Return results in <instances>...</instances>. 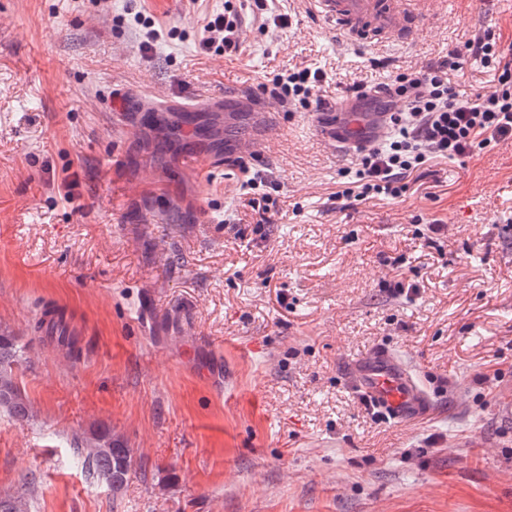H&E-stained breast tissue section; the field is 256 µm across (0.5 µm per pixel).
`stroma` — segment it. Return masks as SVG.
<instances>
[{
    "label": "stroma",
    "instance_id": "35a3bbf8",
    "mask_svg": "<svg viewBox=\"0 0 512 512\" xmlns=\"http://www.w3.org/2000/svg\"><path fill=\"white\" fill-rule=\"evenodd\" d=\"M225 5L0 0V331L25 348L31 409H0V495L31 512H512V140L345 208L353 155L258 89L317 66L333 101L479 31L510 42L512 0H425L411 36L369 42L336 39L313 0H268L242 9L231 57L201 48ZM138 11L161 33L148 53ZM224 95L274 114L252 161L275 201L266 228L226 151L252 138L248 117L205 113L222 139L195 167L179 113L171 149L144 145L147 101ZM399 280L408 295H391ZM47 306L79 357L32 332ZM380 347L432 412L389 421L354 392L349 364ZM100 425L132 450L118 493L76 449Z\"/></svg>",
    "mask_w": 512,
    "mask_h": 512
}]
</instances>
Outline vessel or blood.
<instances>
[{"mask_svg": "<svg viewBox=\"0 0 512 512\" xmlns=\"http://www.w3.org/2000/svg\"><path fill=\"white\" fill-rule=\"evenodd\" d=\"M319 13L334 23L336 34L345 39H370L406 33L412 14L422 11L421 0H314ZM226 111L249 113L258 139L269 133L268 114L260 103L238 96L224 101ZM358 128L355 112L338 113L321 131L329 145L342 147L336 139L337 125ZM352 386L367 404L384 418L408 421L426 411L430 398L410 368L396 355L381 351L352 364L348 370Z\"/></svg>", "mask_w": 512, "mask_h": 512, "instance_id": "b4317fda", "label": "vessel or blood"}]
</instances>
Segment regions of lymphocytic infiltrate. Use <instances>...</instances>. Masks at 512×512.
Listing matches in <instances>:
<instances>
[{
    "instance_id": "f902f5d3",
    "label": "lymphocytic infiltrate",
    "mask_w": 512,
    "mask_h": 512,
    "mask_svg": "<svg viewBox=\"0 0 512 512\" xmlns=\"http://www.w3.org/2000/svg\"><path fill=\"white\" fill-rule=\"evenodd\" d=\"M203 32L201 45L206 51L242 50V26L234 7H225L208 20ZM471 62L494 73L491 89L464 94L451 83L450 73ZM326 79L321 68L305 66L275 75L260 89L302 111L322 112L328 104L319 90ZM382 91L392 104L384 112L389 134L378 146L358 141L353 148L355 166L342 171L336 199L401 198L409 176L432 160L462 166L512 139V43L502 44L493 31L475 34L463 46L449 49L438 65L394 72Z\"/></svg>"
}]
</instances>
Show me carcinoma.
Returning a JSON list of instances; mask_svg holds the SVG:
<instances>
[{"label":"carcinoma","instance_id":"obj_1","mask_svg":"<svg viewBox=\"0 0 512 512\" xmlns=\"http://www.w3.org/2000/svg\"><path fill=\"white\" fill-rule=\"evenodd\" d=\"M22 354L16 337L0 333V408L16 419L29 415L28 404L13 375V367ZM80 453L92 474L112 486V490L124 487L131 471V449L112 428H95L80 444ZM0 512H29V505L21 495L0 496Z\"/></svg>","mask_w":512,"mask_h":512}]
</instances>
